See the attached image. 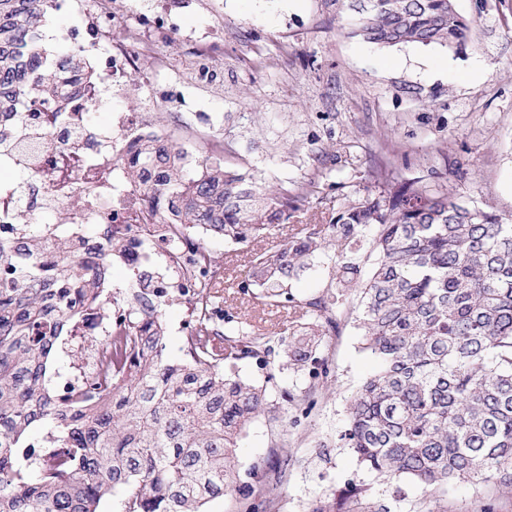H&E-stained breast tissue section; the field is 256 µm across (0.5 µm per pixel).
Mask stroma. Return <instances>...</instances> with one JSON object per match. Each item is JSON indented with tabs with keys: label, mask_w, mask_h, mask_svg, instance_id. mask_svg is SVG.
Instances as JSON below:
<instances>
[{
	"label": "stroma",
	"mask_w": 512,
	"mask_h": 512,
	"mask_svg": "<svg viewBox=\"0 0 512 512\" xmlns=\"http://www.w3.org/2000/svg\"><path fill=\"white\" fill-rule=\"evenodd\" d=\"M181 30L156 39L140 61L144 91L114 96L112 109L153 106L155 123L178 146L205 156L224 143L225 166L257 184L288 189L298 203L273 236L246 246L211 238L219 265V306L248 311L252 328L289 334L302 302L320 296L325 257L285 285L293 307L261 306L239 293L255 253L285 243L313 224L333 222L348 204L387 180H418L462 204L512 215V0H455L470 20L467 42L382 47L347 34L324 0H171ZM210 45L213 76L197 75L198 50ZM357 296L333 310L322 356L327 389L310 413L292 420L281 392L304 394L307 372L285 367L268 380L255 362L242 378L267 385L269 406L236 450L242 482L270 448L287 442L293 461L274 493L275 512H310L349 484L371 485L385 512H427L430 495L405 481L380 484L340 436L356 389L377 370L365 349ZM512 512V490L493 482H449L443 512Z\"/></svg>",
	"instance_id": "obj_1"
}]
</instances>
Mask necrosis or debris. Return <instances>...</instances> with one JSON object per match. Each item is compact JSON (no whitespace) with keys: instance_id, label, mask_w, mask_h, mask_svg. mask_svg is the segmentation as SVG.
<instances>
[{"instance_id":"obj_1","label":"necrosis or debris","mask_w":512,"mask_h":512,"mask_svg":"<svg viewBox=\"0 0 512 512\" xmlns=\"http://www.w3.org/2000/svg\"><path fill=\"white\" fill-rule=\"evenodd\" d=\"M53 13L71 12L78 26L63 31L62 42L86 60L79 77L78 98L83 111L59 109L50 103L24 100L14 111L0 115V138L20 141L15 152L0 155V169H21L23 180L0 192V241L15 235L21 221L40 223L48 208H65L73 193L85 198L83 207L65 209V223L72 231L85 224L111 226L122 237L130 264L151 252L166 273L154 282L162 300L181 295L202 278L194 249L183 234L160 218V208L138 183L127 181L120 163L135 143L156 140L172 144L171 130L155 125L141 111L112 112L111 94L126 90L138 70L140 53L128 41L103 42L110 28L109 0H44ZM108 112L105 123L88 126L85 108ZM127 304L115 305L108 319L77 315L80 340L89 342L85 358L71 361L63 374L54 376L53 387L63 404L88 383L106 377L110 353L106 346L113 324L124 320Z\"/></svg>"}]
</instances>
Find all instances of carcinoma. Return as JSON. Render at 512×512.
<instances>
[{"instance_id": "cac0c4a2", "label": "carcinoma", "mask_w": 512, "mask_h": 512, "mask_svg": "<svg viewBox=\"0 0 512 512\" xmlns=\"http://www.w3.org/2000/svg\"><path fill=\"white\" fill-rule=\"evenodd\" d=\"M359 14L349 34L365 42L458 47L469 23L454 0H329ZM42 0H0V108L15 100L58 98L79 62L40 68L46 52L30 36ZM128 175L157 196L161 214L188 230L247 245L288 216V188L261 190L224 162L148 140L124 159ZM371 232V274L347 254ZM336 241L330 256L338 287L362 306L365 349L379 371L357 389L341 441L381 483L405 479L433 493L450 480L493 481L512 489V217L471 209L418 182L387 181L354 201L335 223L255 254L244 295L285 306L283 280ZM66 224H43L0 241V512H99L117 494L121 512H206L236 491V512H258L288 468V449H272L238 485L234 452L267 405L266 387L236 374L256 360L268 379L288 363L316 367L324 302L291 339L245 331L240 316L224 327L203 316L180 355L168 356L162 312L144 291L139 311L112 334V386L88 390L84 407L59 403L49 362L75 314L104 307L99 288L112 263L127 262L112 235L87 259ZM51 423L48 448L63 463L39 467L28 447L39 423ZM371 487L358 484L312 512H370Z\"/></svg>"}]
</instances>
